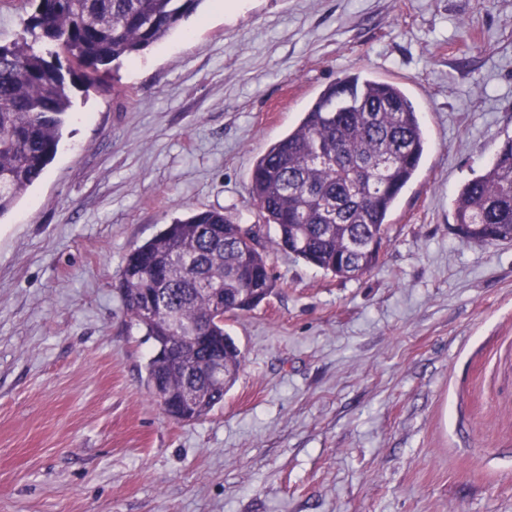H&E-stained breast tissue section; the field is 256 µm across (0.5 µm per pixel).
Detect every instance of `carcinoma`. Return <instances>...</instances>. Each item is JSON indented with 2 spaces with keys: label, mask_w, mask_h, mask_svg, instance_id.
I'll use <instances>...</instances> for the list:
<instances>
[{
  "label": "carcinoma",
  "mask_w": 512,
  "mask_h": 512,
  "mask_svg": "<svg viewBox=\"0 0 512 512\" xmlns=\"http://www.w3.org/2000/svg\"><path fill=\"white\" fill-rule=\"evenodd\" d=\"M30 2L22 34L0 44V217L55 159L69 86L101 89L99 67L147 50L203 0ZM46 44L66 52L67 72L45 58ZM419 112L403 86L347 72L253 163L248 192L275 227L273 238L209 209L173 219L130 250L117 285L128 324L155 351H184L177 368L154 355L146 364L148 387L171 395L170 418L200 421L223 403L244 358L224 319L274 293L270 252L287 251L340 279L377 264L388 216L427 151ZM455 219L465 243L512 242L511 136L459 191ZM371 240L374 248H362Z\"/></svg>",
  "instance_id": "obj_1"
}]
</instances>
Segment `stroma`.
<instances>
[{"label": "stroma", "instance_id": "obj_1", "mask_svg": "<svg viewBox=\"0 0 512 512\" xmlns=\"http://www.w3.org/2000/svg\"><path fill=\"white\" fill-rule=\"evenodd\" d=\"M355 70L399 76L429 138L377 265L271 253L223 404L174 421L125 255L193 211L261 223L254 160ZM100 75L0 218V512H512V244L454 232L512 136V0H202Z\"/></svg>", "mask_w": 512, "mask_h": 512}]
</instances>
